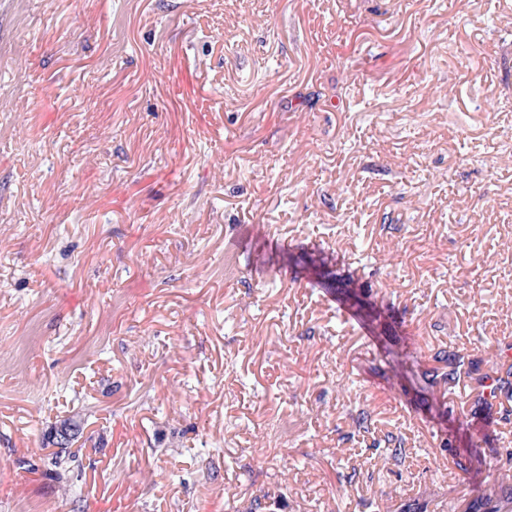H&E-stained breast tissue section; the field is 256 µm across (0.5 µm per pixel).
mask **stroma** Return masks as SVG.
<instances>
[{
    "label": "stroma",
    "mask_w": 512,
    "mask_h": 512,
    "mask_svg": "<svg viewBox=\"0 0 512 512\" xmlns=\"http://www.w3.org/2000/svg\"><path fill=\"white\" fill-rule=\"evenodd\" d=\"M348 282L512 342V0H0V512H468Z\"/></svg>",
    "instance_id": "1"
}]
</instances>
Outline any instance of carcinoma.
<instances>
[{"mask_svg":"<svg viewBox=\"0 0 512 512\" xmlns=\"http://www.w3.org/2000/svg\"><path fill=\"white\" fill-rule=\"evenodd\" d=\"M351 311L378 336L377 347L384 364V374L404 393L414 391L422 396L427 407L429 422L445 431V450L450 452L451 463L460 475L485 476L488 481L507 485L512 474L490 471L484 462L481 444L475 439L468 422L457 414L445 396L437 394L441 388L451 392L465 380L473 398L470 414L477 415L492 410L501 400L512 398V343L497 344L492 353L490 370L480 372L465 365L462 356L448 359V352L438 350L432 355L434 365L422 368L418 355L395 341L388 334L389 311L382 303L371 298L363 289L347 287L339 297ZM383 449L402 461L406 450L402 440L389 433L384 437ZM280 502L267 495L254 497L246 512H276ZM469 512H512V487L502 495L483 493L477 496Z\"/></svg>","mask_w":512,"mask_h":512,"instance_id":"cac0c4a2","label":"carcinoma"}]
</instances>
